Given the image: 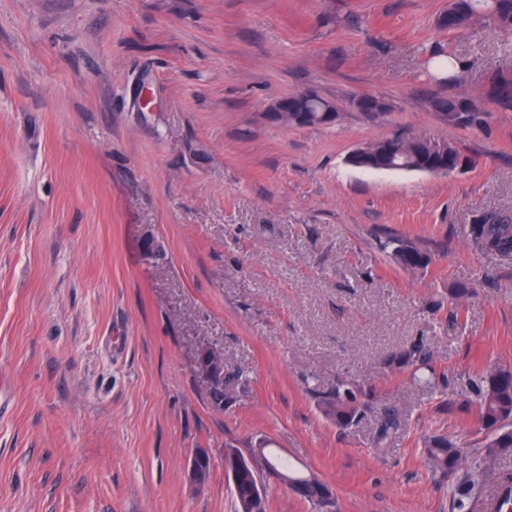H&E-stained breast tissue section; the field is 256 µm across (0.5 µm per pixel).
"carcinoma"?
Returning <instances> with one entry per match:
<instances>
[{
	"mask_svg": "<svg viewBox=\"0 0 512 512\" xmlns=\"http://www.w3.org/2000/svg\"><path fill=\"white\" fill-rule=\"evenodd\" d=\"M444 15L451 16L450 31L465 30L481 25H493L503 32H512V0H448ZM488 93L501 105L512 107V75L495 73L489 79ZM330 102L316 94L300 98L297 111L288 113L286 124L291 126H324V110ZM432 106L452 124L479 128L488 119V112L473 99L461 95L435 96ZM370 166L378 171H422L448 162V172L458 169L462 160L459 149L450 142H432L421 136H392L363 145ZM467 236L482 251L512 254V211L488 210L474 216ZM394 261L404 267L420 269L428 265V255L411 242L400 241L392 249ZM471 295L470 288L459 286L448 296L453 315L459 316ZM393 373L409 372L419 384L435 386L437 373L431 350L422 341L412 342L385 359ZM469 385L475 397L478 422L487 431L483 448L473 455L445 433L430 436L423 446L433 474L445 479L459 476L454 485V512H484L486 497L482 494L484 475L496 468L500 460L512 457V370L492 369L474 376ZM317 405L330 421L341 427L353 426L365 418H374V448L386 447L397 426L394 412L376 405L372 394L346 378L338 377L325 386L310 389ZM268 440L249 449L261 469L284 474L288 485L311 502L318 512L334 508L331 498L322 495L327 486L315 474L296 470L291 463L267 452ZM254 482L245 475L232 485L236 512H267V492L252 495ZM494 512H512V471L501 470L496 490Z\"/></svg>",
	"mask_w": 512,
	"mask_h": 512,
	"instance_id": "obj_1",
	"label": "carcinoma"
}]
</instances>
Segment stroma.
<instances>
[{
	"mask_svg": "<svg viewBox=\"0 0 512 512\" xmlns=\"http://www.w3.org/2000/svg\"><path fill=\"white\" fill-rule=\"evenodd\" d=\"M447 4L0 0V512H234L224 448L265 437L336 512H453L424 440L482 441L469 379L512 369V255L466 236L512 209V108L487 94L512 35L442 29ZM436 50L464 60L453 82ZM301 91L335 103L337 124L266 117ZM448 93L486 125L448 123L431 104ZM365 95L384 111H359ZM398 134L451 142L463 165H346ZM391 238L429 265L394 263ZM461 284L476 294L456 320L443 302ZM417 340L436 388L384 370ZM339 374L394 409L385 450L373 419L341 429L316 408L305 377ZM201 449L198 488L185 470ZM199 368L207 376L214 388L217 385L224 387V358L212 350H206L202 353Z\"/></svg>",
	"mask_w": 512,
	"mask_h": 512,
	"instance_id": "obj_1",
	"label": "stroma"
}]
</instances>
